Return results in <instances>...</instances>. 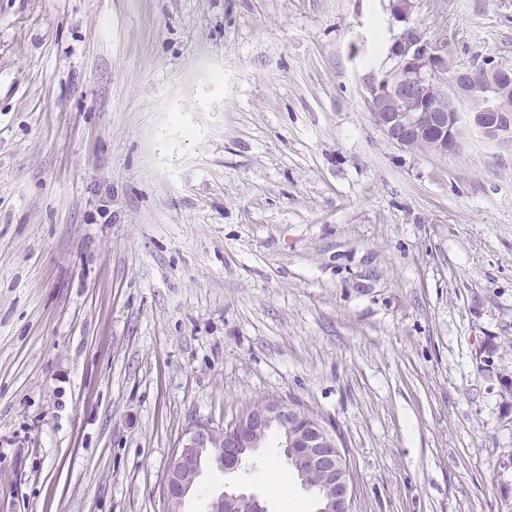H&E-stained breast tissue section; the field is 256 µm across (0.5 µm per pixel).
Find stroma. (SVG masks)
Listing matches in <instances>:
<instances>
[{"instance_id":"stroma-1","label":"stroma","mask_w":512,"mask_h":512,"mask_svg":"<svg viewBox=\"0 0 512 512\" xmlns=\"http://www.w3.org/2000/svg\"><path fill=\"white\" fill-rule=\"evenodd\" d=\"M387 0H0V512H168L189 422L340 438L352 512H512V152L401 151L362 79ZM512 65V0H418ZM278 437L203 468L316 512Z\"/></svg>"}]
</instances>
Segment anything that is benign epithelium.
<instances>
[{
  "instance_id": "benign-epithelium-1",
  "label": "benign epithelium",
  "mask_w": 512,
  "mask_h": 512,
  "mask_svg": "<svg viewBox=\"0 0 512 512\" xmlns=\"http://www.w3.org/2000/svg\"><path fill=\"white\" fill-rule=\"evenodd\" d=\"M417 0H388L392 22L401 23L384 64L403 71V82L391 91H379L377 76L363 81L365 100L375 126L405 152L416 142L426 143L432 155L459 152L473 135L505 150L512 149V111L501 99L512 90V70L481 62L448 69V46L431 41L413 25ZM448 83V104L430 98L435 84ZM272 430L281 435V448L292 456L300 478L310 471L324 476L316 512H352L355 488L346 456L336 434L295 404L270 399L224 427L193 422L183 432L166 470L164 493L170 512L200 476L202 465L213 461L233 473L250 453L262 447L260 436ZM208 512H267L252 495L225 491L209 502Z\"/></svg>"
}]
</instances>
